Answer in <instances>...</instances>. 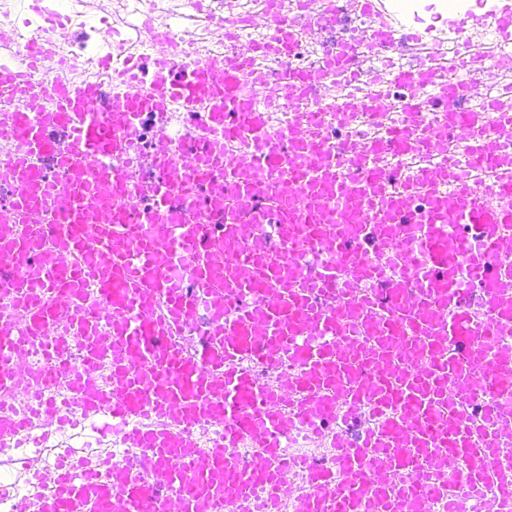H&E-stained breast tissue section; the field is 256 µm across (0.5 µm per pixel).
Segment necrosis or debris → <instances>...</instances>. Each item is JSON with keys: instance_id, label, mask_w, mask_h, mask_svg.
<instances>
[{"instance_id": "obj_1", "label": "necrosis or debris", "mask_w": 512, "mask_h": 512, "mask_svg": "<svg viewBox=\"0 0 512 512\" xmlns=\"http://www.w3.org/2000/svg\"><path fill=\"white\" fill-rule=\"evenodd\" d=\"M44 2V8L36 10L29 7L28 0H0V30L20 29L55 43L60 54L72 62L108 54L113 70L120 71L130 59H139L138 80L143 84L154 80L153 63L172 41L180 43L182 66L188 71L228 52H250L254 69L267 77L257 98L268 103L264 118L275 133L294 124L307 109L302 99L282 85V71L294 68L319 75L337 45L354 46L358 51L356 76L334 77L316 94L321 135L325 145L334 149L346 142H376L388 151L399 131L441 122L442 113L413 109L416 102H428L426 91L417 87L405 92L392 83L391 74L400 67L433 65L441 84L466 76L476 94L458 101L461 111H479L491 101L512 106V36L482 26L471 29L463 41L452 24L453 16L460 13L492 14L494 0H376L370 10L358 2L321 28L313 27L312 22L331 9L332 0H280L299 40L295 53L287 57L263 50L270 36L265 17L268 0H208L209 10L224 18L220 29L202 20L196 0H112L107 10L99 0ZM383 25L393 32V43L385 48L370 38L372 31ZM376 95L389 101L386 114L360 108L346 124L337 123V101L360 103ZM160 127L167 132L166 140L154 135ZM189 133L190 125L179 106L145 113L134 133V152L149 155L162 145L175 150ZM133 427L130 421H113L108 412L88 415L70 406L56 425L48 427L36 421L16 439L0 441V512H32L42 490L43 470L66 465L78 474L105 457L138 458L139 449L129 447L124 438Z\"/></svg>"}]
</instances>
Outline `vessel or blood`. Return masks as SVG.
<instances>
[{
  "instance_id": "1",
  "label": "vessel or blood",
  "mask_w": 512,
  "mask_h": 512,
  "mask_svg": "<svg viewBox=\"0 0 512 512\" xmlns=\"http://www.w3.org/2000/svg\"><path fill=\"white\" fill-rule=\"evenodd\" d=\"M267 51L290 54L293 24L271 0ZM0 129L11 135L13 173L0 200V393L20 377L64 381L84 412L143 419L128 439L139 466L105 463L76 477L43 473L33 512H429L435 500L500 495L512 512V406L472 411L475 393L512 395V154L484 138L473 165L502 175L505 201L477 205L456 161L411 181L374 165L380 144L327 150L317 113L271 134L242 88L249 58L208 62L182 77L177 56L135 93L108 76L72 82L55 45L0 32ZM56 71L55 81L33 73ZM288 91L314 96L326 75L292 69ZM400 86H433L447 101L441 124L407 131L393 150L416 153L479 134L483 116L449 103L471 95L458 77L399 70ZM181 103L206 113L180 156L158 153L159 179L129 183L132 135L144 113ZM241 140L255 162L232 186L192 194L220 146ZM425 199L422 210L409 204ZM143 208L130 209V196ZM480 233L468 247L459 226ZM319 260L306 268L302 259ZM471 285L483 309L465 300ZM212 324L197 343L183 331L198 306ZM83 363L66 365L71 343ZM44 350L51 373L19 369ZM294 366L268 384L243 367ZM109 366L111 384L100 370ZM364 420L358 439L337 421ZM224 430L199 448L198 422ZM306 430L335 449L333 467L282 455L279 439ZM252 450L250 461L235 452ZM298 470L306 493L288 481Z\"/></svg>"
}]
</instances>
